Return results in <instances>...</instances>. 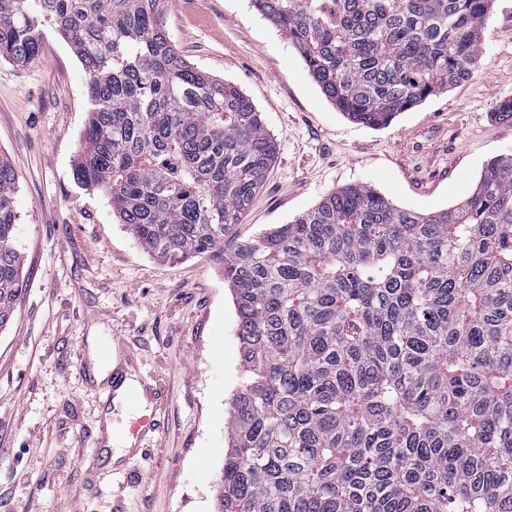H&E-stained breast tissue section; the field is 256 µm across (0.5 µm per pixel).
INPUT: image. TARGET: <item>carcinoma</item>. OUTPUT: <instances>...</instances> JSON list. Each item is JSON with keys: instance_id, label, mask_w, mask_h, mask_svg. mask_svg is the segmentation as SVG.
Here are the masks:
<instances>
[{"instance_id": "carcinoma-1", "label": "carcinoma", "mask_w": 512, "mask_h": 512, "mask_svg": "<svg viewBox=\"0 0 512 512\" xmlns=\"http://www.w3.org/2000/svg\"><path fill=\"white\" fill-rule=\"evenodd\" d=\"M492 0H254L325 97L384 128L467 80ZM165 0H0V60L44 28L90 110L79 184L150 254L224 245L275 142L240 90L172 44ZM16 174L0 158V329L23 288ZM248 380L231 402L218 512H512V155L452 209L367 185L224 255Z\"/></svg>"}]
</instances>
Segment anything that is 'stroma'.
Listing matches in <instances>:
<instances>
[{"label": "stroma", "instance_id": "1", "mask_svg": "<svg viewBox=\"0 0 512 512\" xmlns=\"http://www.w3.org/2000/svg\"><path fill=\"white\" fill-rule=\"evenodd\" d=\"M166 25L195 67L237 86L276 158L241 224L258 236L334 190L366 184L422 214L463 201L512 155V0H493L472 76L385 128L339 112L251 0H168ZM87 75L47 33L25 63L0 62V158L17 175L24 287L0 332V512H216L230 402L245 374L222 252L149 255L106 194L78 184ZM136 382V403L112 376ZM152 410L147 445L116 451Z\"/></svg>", "mask_w": 512, "mask_h": 512}]
</instances>
